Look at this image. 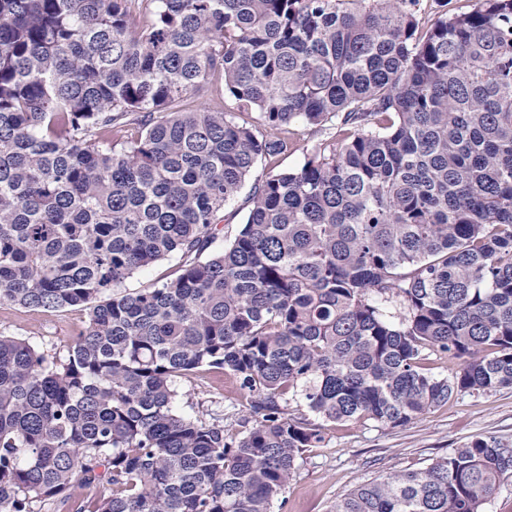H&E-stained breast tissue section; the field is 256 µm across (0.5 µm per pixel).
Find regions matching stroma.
I'll list each match as a JSON object with an SVG mask.
<instances>
[{
	"label": "stroma",
	"instance_id": "35a3bbf8",
	"mask_svg": "<svg viewBox=\"0 0 512 512\" xmlns=\"http://www.w3.org/2000/svg\"><path fill=\"white\" fill-rule=\"evenodd\" d=\"M82 326L77 311L0 305V334L24 339L50 355H65ZM175 388L181 413L224 422L228 434H237L249 398L230 376L200 371L177 379ZM480 436L512 443V389L459 395L402 427L371 420L328 426L324 443L304 452L272 512H331L336 500L354 488L403 470L426 469Z\"/></svg>",
	"mask_w": 512,
	"mask_h": 512
}]
</instances>
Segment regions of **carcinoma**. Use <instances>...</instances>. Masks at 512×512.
<instances>
[{
    "mask_svg": "<svg viewBox=\"0 0 512 512\" xmlns=\"http://www.w3.org/2000/svg\"><path fill=\"white\" fill-rule=\"evenodd\" d=\"M358 2L0 0V305L85 316L62 357L0 335V512H271L326 424L512 388V0ZM215 75L254 120L189 106ZM202 369L247 390L238 436L177 410ZM507 473L476 437L332 512H485ZM418 17L423 27H429L441 13H448V17L471 10L476 0H420ZM442 5V6H441ZM268 172L266 162L259 160L252 170L251 176L245 187L237 195L236 198L228 202L224 207V220L219 225V235L215 244L208 249L211 251L215 246H223L228 244L237 234L244 223L248 212L247 197L251 186L262 180ZM178 260L176 258H169L145 268L134 275L131 279L127 280L125 287L129 291L138 288H145L154 283L164 281L173 274L177 268Z\"/></svg>",
    "mask_w": 512,
    "mask_h": 512,
    "instance_id": "1",
    "label": "carcinoma"
}]
</instances>
